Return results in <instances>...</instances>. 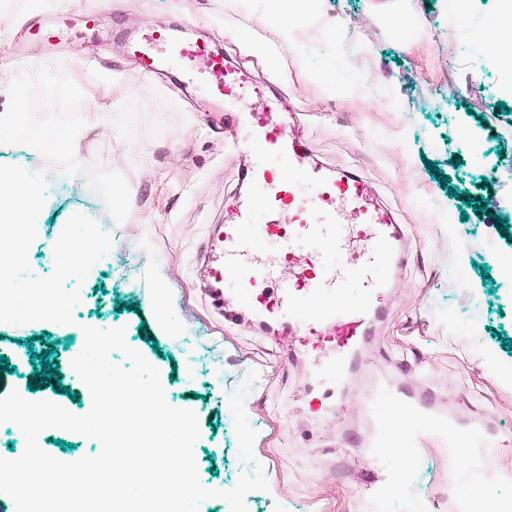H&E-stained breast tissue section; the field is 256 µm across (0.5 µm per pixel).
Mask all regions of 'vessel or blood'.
Here are the masks:
<instances>
[{"instance_id":"b4317fda","label":"vessel or blood","mask_w":512,"mask_h":512,"mask_svg":"<svg viewBox=\"0 0 512 512\" xmlns=\"http://www.w3.org/2000/svg\"><path fill=\"white\" fill-rule=\"evenodd\" d=\"M149 43L169 47L180 56L189 58L205 52L197 42L177 39L164 33H152ZM286 125H272L266 114H250L239 141L254 155L252 177L257 185V200L243 205L235 228L227 232L222 244L224 260L215 270V281L240 270L245 259L257 252L263 238L271 235L275 227L267 224L255 227L252 222L256 203H264L279 211L288 229L282 236L286 256L309 252L321 258L329 253H340L352 238L354 226L367 229L370 247L363 263L347 271L334 269L322 275H311L285 286L273 307L287 310L295 332L310 336H342L353 338L370 333L371 322L379 318L380 310L364 305H324L320 298L336 295L348 288H361L380 295L390 286L395 263L399 229L388 215L368 202L362 181L354 174L331 175L311 166L302 148L289 141ZM279 154L287 169L272 170L268 158ZM311 185L320 201L321 210H313L299 201L293 191L295 181ZM410 427L398 431L390 423H383L373 445L377 448H417L421 445L422 414L415 405H408ZM438 432L449 447L461 442L471 446H485L484 433L475 427L465 428L455 422H440Z\"/></svg>"}]
</instances>
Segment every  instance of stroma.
Returning <instances> with one entry per match:
<instances>
[{
    "instance_id": "stroma-1",
    "label": "stroma",
    "mask_w": 512,
    "mask_h": 512,
    "mask_svg": "<svg viewBox=\"0 0 512 512\" xmlns=\"http://www.w3.org/2000/svg\"><path fill=\"white\" fill-rule=\"evenodd\" d=\"M97 25L86 29V14ZM503 0H0V113L21 68L62 63L98 123L76 159L122 173L128 218L116 223L86 181H47L31 272L49 276L54 245L76 213L113 238L79 288L73 324L0 323L9 371L0 397L18 391L81 415L85 386L71 362L76 328H125L127 343L159 373L167 402L195 412L199 480L232 489L248 466L239 455L228 397L249 371L259 379L245 408L254 454L269 488L248 512H466L469 502L512 503V67L484 54L500 35ZM62 18L58 52L28 32ZM168 32L207 44L190 62L147 69L135 42ZM224 56L226 96L196 76L210 52ZM285 122L311 163L357 173L400 229L383 314L369 336L342 347L302 336L266 301L312 274L308 254L286 258L274 242L258 257L277 278L245 301L238 275L211 291L213 236L231 228L255 196L253 159L234 149L237 115ZM492 183H483L484 175ZM473 204L463 213L465 204ZM348 352L344 372L320 370ZM48 357L59 379L39 376ZM430 397L434 408L488 433L483 456L506 479L486 488L476 467L449 469L436 439L405 467L369 443L392 402L368 412L379 387ZM42 449L60 459L97 454V441L49 428ZM402 476L390 494L364 492L372 469Z\"/></svg>"
}]
</instances>
